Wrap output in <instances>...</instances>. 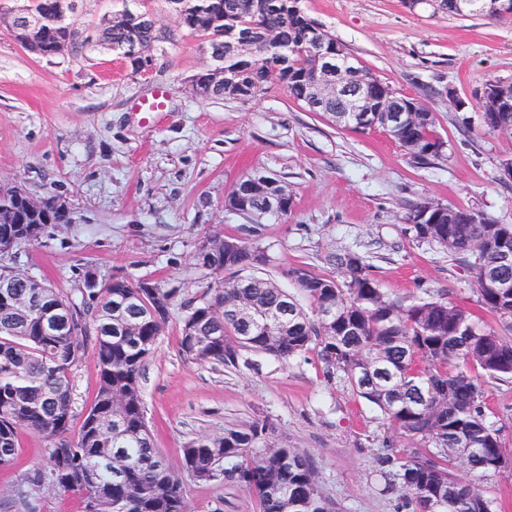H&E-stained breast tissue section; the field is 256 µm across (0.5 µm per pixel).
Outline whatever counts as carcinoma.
Wrapping results in <instances>:
<instances>
[{
	"mask_svg": "<svg viewBox=\"0 0 512 512\" xmlns=\"http://www.w3.org/2000/svg\"><path fill=\"white\" fill-rule=\"evenodd\" d=\"M150 0H122L112 27L94 45L125 58L150 64L162 38L153 24ZM187 34L206 39L208 67L191 78L206 89L201 100L243 99L213 75L238 73L246 87H284L289 97L307 106L323 59L345 52L347 82L374 97L383 94L404 106L398 95L348 52L320 23L304 12L300 0H165ZM53 0H23L21 10L42 18L37 54H56L57 34L69 16L52 11ZM452 15L482 12L485 0H440ZM346 102L326 97L318 108L336 126L357 131L385 127L413 158L426 161L441 154L444 142L435 117L424 112L408 126L391 123L384 112H352ZM490 131L511 125L512 112H485ZM427 203L405 216L418 240L432 242L448 258L464 265L477 287L479 305L498 317L511 334L481 330L471 314L440 290H427L406 304L382 291L366 257L346 251L333 257L336 274L316 276L295 267L290 276L311 302L307 312L294 295L257 273L269 264L267 251L235 239L228 253L208 251L198 267L213 275V284L197 304L182 306L179 351L196 362L236 366L250 351L286 363L312 351L329 381L338 380L382 415L389 428L416 443L402 455L388 448L378 457L384 489H401L412 512H495L494 503L454 470L485 475L509 465L498 430L486 419L481 378H512V224H499L473 210L450 205L454 224H432ZM421 217L423 223L412 220ZM70 216L42 201L37 222L47 237ZM236 273L233 279L224 272ZM489 272L511 284L507 291L489 288ZM246 287H238L239 282ZM0 468L19 452L18 434L33 431L48 442L44 468L29 482L71 491L84 512H188L183 478L155 448L146 419L140 379L157 350L180 289L142 288L124 276L85 271L78 295L64 294L45 279L24 276L14 267L0 268ZM243 298L259 312H288L286 326L274 321L249 324L228 316L225 307ZM58 318L51 331L44 329ZM96 355L99 384L81 419L73 411L71 378L87 346ZM266 426L252 423L200 436L181 448L189 476L224 480L250 491L260 512H332L316 482L311 461L294 448L263 445Z\"/></svg>",
	"mask_w": 512,
	"mask_h": 512,
	"instance_id": "cac0c4a2",
	"label": "carcinoma"
}]
</instances>
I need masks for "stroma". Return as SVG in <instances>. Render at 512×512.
Instances as JSON below:
<instances>
[{
	"label": "stroma",
	"mask_w": 512,
	"mask_h": 512,
	"mask_svg": "<svg viewBox=\"0 0 512 512\" xmlns=\"http://www.w3.org/2000/svg\"><path fill=\"white\" fill-rule=\"evenodd\" d=\"M150 6L176 40L160 44L145 75L100 47L81 59L42 58L0 28V182L72 209L70 223L22 247L18 270L69 295L89 268L164 281L180 290L178 316L211 281L194 253L218 231L265 248L264 274L288 292L296 290L292 268L327 275L331 257L352 250L369 259L387 294L410 302L423 289L443 290L477 326L498 328L467 270L413 240L404 216L427 200L512 224L504 175L512 134L488 131L475 100L489 80L512 82V17L451 15L436 0H302L361 65L434 113L445 148L424 164L384 131L336 127L278 85L245 101L196 99L191 78L208 61L203 43L179 29L166 0ZM160 89L165 110L147 120L140 105ZM253 171L288 186L290 214L256 224L225 210L227 191ZM178 336L168 326L142 376L154 443L173 469L190 439L264 422L266 444L312 460L333 512H408L400 492H384L376 459L410 442L349 387L328 382L314 352L287 363L249 352L227 367L185 358ZM98 381L89 348L72 377L76 414L90 407ZM484 389L487 420L512 453V378L485 380ZM19 445L13 464L0 468V502L11 512H84L77 494L29 483L47 441L23 431ZM184 488L190 512H259L248 490L221 478L188 477Z\"/></svg>",
	"instance_id": "35a3bbf8"
}]
</instances>
